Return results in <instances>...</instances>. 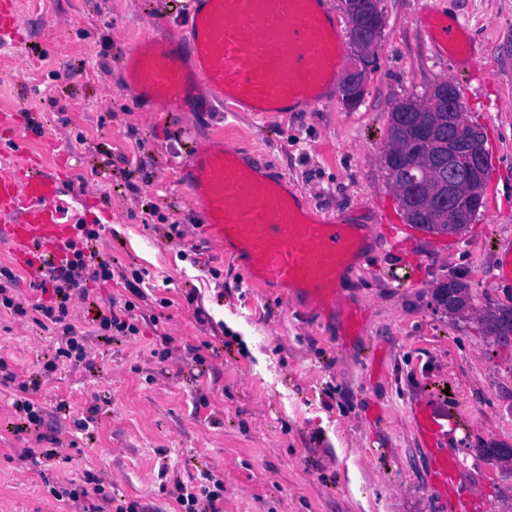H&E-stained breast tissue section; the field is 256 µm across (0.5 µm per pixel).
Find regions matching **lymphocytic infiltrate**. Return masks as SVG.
Returning <instances> with one entry per match:
<instances>
[{"instance_id": "lymphocytic-infiltrate-1", "label": "lymphocytic infiltrate", "mask_w": 512, "mask_h": 512, "mask_svg": "<svg viewBox=\"0 0 512 512\" xmlns=\"http://www.w3.org/2000/svg\"><path fill=\"white\" fill-rule=\"evenodd\" d=\"M98 229L80 223L76 226V237L68 242L66 254L60 265L48 268L40 279L37 288L49 294V302H37L25 306L13 289L0 285V310L24 316L33 315L39 326L56 325L62 330L51 355L40 362L28 379L19 380L17 373L5 358L0 357V387L12 390V408L18 419L16 432L32 431L42 449H21V458L33 459L42 471L55 468L60 451L45 447L48 429L52 423L37 394L44 381L50 380L61 366L67 363L93 366L94 361L88 350L84 333L77 331L68 321L74 303H81L91 309H99L96 322L101 331L118 336H134L140 331L135 314L137 299L143 298L141 285L144 277L141 271H132L125 287L130 292V300L123 303L109 302L100 307L99 297L94 288L111 283L115 274L112 261L96 252L94 241L98 240ZM56 500H67L79 505L82 512H147L145 506L136 501H127L106 492L104 485L94 475H87L84 484L74 482L60 484L50 489ZM175 502L179 512H220L217 503L224 498V484L213 480L212 484L197 488L183 482L174 484Z\"/></svg>"}]
</instances>
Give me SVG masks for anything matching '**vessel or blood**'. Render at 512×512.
<instances>
[{"mask_svg": "<svg viewBox=\"0 0 512 512\" xmlns=\"http://www.w3.org/2000/svg\"><path fill=\"white\" fill-rule=\"evenodd\" d=\"M425 16L437 50L468 55L459 23L431 9ZM185 28L182 37H141L123 58L131 82L161 108L204 92L230 111L276 116L308 111L336 85L344 46L328 0H190ZM187 166L204 232L242 262L253 285L289 289L310 313L339 317L344 335L357 334L360 316L341 297L347 271L366 259L370 225L311 212L285 173L250 153L197 143ZM60 194L50 174L0 175V229L41 267L58 261L70 236ZM411 421L431 479L454 497L460 462L443 443L461 424L458 412L439 417L422 403Z\"/></svg>", "mask_w": 512, "mask_h": 512, "instance_id": "b4317fda", "label": "vessel or blood"}]
</instances>
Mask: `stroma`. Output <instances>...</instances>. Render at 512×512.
<instances>
[{"instance_id": "obj_1", "label": "stroma", "mask_w": 512, "mask_h": 512, "mask_svg": "<svg viewBox=\"0 0 512 512\" xmlns=\"http://www.w3.org/2000/svg\"><path fill=\"white\" fill-rule=\"evenodd\" d=\"M430 4L463 25L471 62L434 50L420 23ZM377 7L382 34L356 105L338 88L310 111L261 118L202 99L161 110L128 83L121 59L135 40L178 33L175 0H0V171L14 167L10 144L23 146L59 181L65 221L101 224L96 250L148 272L139 335L91 339L95 369L61 367L39 391L65 462L42 475L20 460L31 436L14 433L0 394V512H73L49 486L89 472L115 495L175 512L174 482L197 485L208 471L224 479L223 512H450L411 424L426 400L468 420L446 442L462 466L460 500L512 512V461L475 458L489 443L512 445V346L496 345L478 313L512 302L498 278L499 254L512 249V0ZM445 79L485 136L484 204L453 237L404 234L382 163L389 115ZM192 138L254 152L314 212L373 225L342 297L362 315L358 335L340 339L339 322H316L285 289L253 287L204 238L183 172ZM173 222L185 239L168 238ZM186 244L212 272L180 259ZM10 275L23 302L39 298V268L0 245V282ZM451 276L466 279L475 312L437 308L433 290ZM164 333L162 361L152 351ZM52 344L29 318L0 316V356L20 375ZM92 409L93 426L77 430L74 416Z\"/></svg>"}]
</instances>
